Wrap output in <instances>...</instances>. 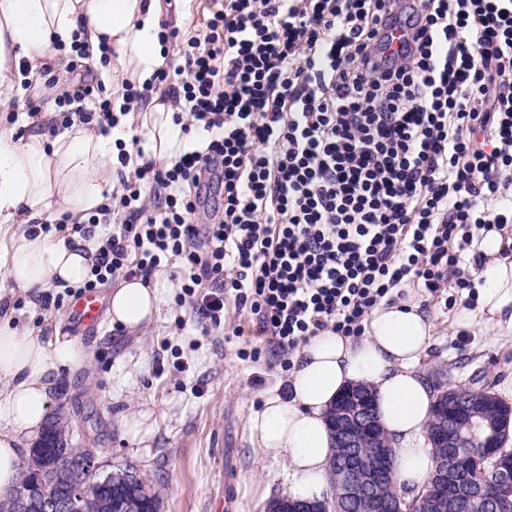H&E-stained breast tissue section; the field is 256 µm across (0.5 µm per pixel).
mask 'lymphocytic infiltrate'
Masks as SVG:
<instances>
[{"label":"lymphocytic infiltrate","mask_w":512,"mask_h":512,"mask_svg":"<svg viewBox=\"0 0 512 512\" xmlns=\"http://www.w3.org/2000/svg\"><path fill=\"white\" fill-rule=\"evenodd\" d=\"M151 85L105 95L83 41L57 76L59 116L106 134L164 89L190 146L147 160L83 220L30 234L97 239L74 296L179 264L202 329L224 298L286 353L324 331L359 336L406 282L473 289L459 265L480 230L512 223V0H214ZM401 29L400 46L390 42ZM224 195L204 215L201 198Z\"/></svg>","instance_id":"f902f5d3"}]
</instances>
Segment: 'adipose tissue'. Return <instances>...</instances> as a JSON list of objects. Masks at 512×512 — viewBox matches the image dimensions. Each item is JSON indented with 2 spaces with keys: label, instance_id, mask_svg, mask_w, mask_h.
Returning <instances> with one entry per match:
<instances>
[{
  "label": "adipose tissue",
  "instance_id": "adipose-tissue-1",
  "mask_svg": "<svg viewBox=\"0 0 512 512\" xmlns=\"http://www.w3.org/2000/svg\"><path fill=\"white\" fill-rule=\"evenodd\" d=\"M163 13L161 0H0V96L20 90L25 80L40 86L45 67L57 59L54 43L68 45L76 36L94 51L104 40L114 47L115 92L128 82L143 84L165 63L157 37ZM52 113L48 106L43 115L20 117V138L0 135V234L10 237L11 278L32 297L59 281L83 282L96 243L32 237L24 225L64 213L82 218L104 203L114 183L116 143L124 137L118 129L103 136L74 124L50 138L44 128ZM173 113L170 104L157 103L144 114L145 147L160 162L187 140ZM475 248L483 256L472 271L475 294L449 312L448 328L493 347L512 339V234L491 230ZM422 301L419 290L410 288L395 303L374 309L363 335L311 337L296 352L285 389L262 394L250 425L260 450L283 465L282 498L330 497L334 440L328 413L341 393L358 384L372 389L377 419L395 452L394 494L408 504L426 491L435 459L425 435L437 391L425 367L435 324ZM159 307L157 289L138 278L118 279L108 291V317L130 332L152 323ZM90 360L60 325L31 333L14 325L12 308L0 312V492L15 487L21 450L43 431L62 370Z\"/></svg>",
  "mask_w": 512,
  "mask_h": 512
}]
</instances>
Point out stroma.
<instances>
[{
  "label": "stroma",
  "instance_id": "35a3bbf8",
  "mask_svg": "<svg viewBox=\"0 0 512 512\" xmlns=\"http://www.w3.org/2000/svg\"><path fill=\"white\" fill-rule=\"evenodd\" d=\"M161 297L156 320L130 333L100 316L91 326L73 322L69 307L45 310L23 302L14 310L18 326L36 331L45 319L60 321L65 333L90 350L89 368L62 373L51 398V414L65 417L71 444L93 449L103 470L133 467L161 496L160 512H264L251 493L253 481L272 477L282 465L264 455L253 439L250 415L260 392L279 385L288 369L262 353L240 359L243 338L225 341L233 327L249 328L247 314L224 309L223 327L203 333L168 272L152 279ZM435 323L429 374L435 386L498 387L512 378V342L473 352L472 337L448 332V308L426 298ZM164 372H157V365ZM151 409L156 433L140 449L122 418Z\"/></svg>",
  "mask_w": 512,
  "mask_h": 512
}]
</instances>
